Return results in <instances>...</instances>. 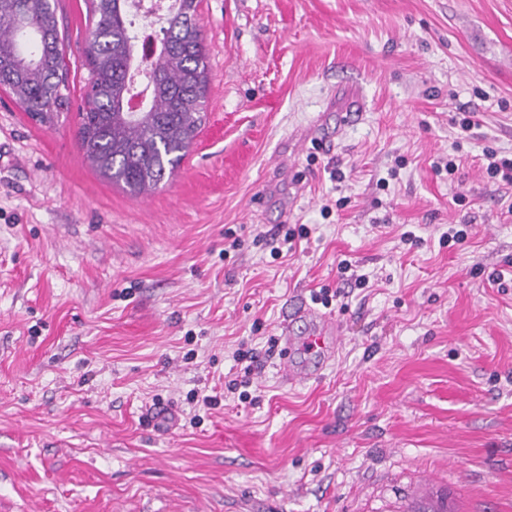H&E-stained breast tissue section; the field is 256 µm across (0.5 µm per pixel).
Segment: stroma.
Wrapping results in <instances>:
<instances>
[{
  "label": "stroma",
  "instance_id": "1",
  "mask_svg": "<svg viewBox=\"0 0 512 512\" xmlns=\"http://www.w3.org/2000/svg\"><path fill=\"white\" fill-rule=\"evenodd\" d=\"M57 18L73 110L0 85V512H512V0H202L205 124L138 197L79 147L87 0ZM344 260L335 363L284 385L267 340ZM244 342L248 402L203 406ZM483 156L488 162L486 174L488 177L502 182L503 185L512 186V154L511 158L503 156L498 158V151L493 148L483 150ZM283 232H284V235H283L282 241L279 242V246H272V248H271L270 253L274 257L282 256V254H283L282 247H285V246L287 247L286 248V255H287L288 252H291L294 249L293 243L296 240L308 238L310 230L304 224H300L298 227H294V228H290V227L286 228V224H281V226L278 227L277 231L270 234V236H271L270 239L272 241H268L266 239L267 244H273L274 241H276L275 242V244H276L278 241V237L280 236V233H283Z\"/></svg>",
  "mask_w": 512,
  "mask_h": 512
}]
</instances>
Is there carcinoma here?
Wrapping results in <instances>:
<instances>
[{"label": "carcinoma", "mask_w": 512, "mask_h": 512, "mask_svg": "<svg viewBox=\"0 0 512 512\" xmlns=\"http://www.w3.org/2000/svg\"><path fill=\"white\" fill-rule=\"evenodd\" d=\"M130 0H90L93 27L86 47L88 76L78 107V140L85 160L137 196L153 191L180 166L204 124L207 56L196 17L200 0H175L167 11L166 53L136 57L140 31ZM146 81L145 102L127 107L135 77ZM0 84L30 117L47 123L68 105L64 52L53 0H0ZM411 512H448L440 494Z\"/></svg>", "instance_id": "obj_1"}]
</instances>
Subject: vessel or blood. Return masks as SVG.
Segmentation results:
<instances>
[{
	"label": "vessel or blood",
	"mask_w": 512,
	"mask_h": 512,
	"mask_svg": "<svg viewBox=\"0 0 512 512\" xmlns=\"http://www.w3.org/2000/svg\"><path fill=\"white\" fill-rule=\"evenodd\" d=\"M278 374L283 384L298 386L321 377L332 366L342 341L335 317L304 303L280 326Z\"/></svg>",
	"instance_id": "b4317fda"
}]
</instances>
